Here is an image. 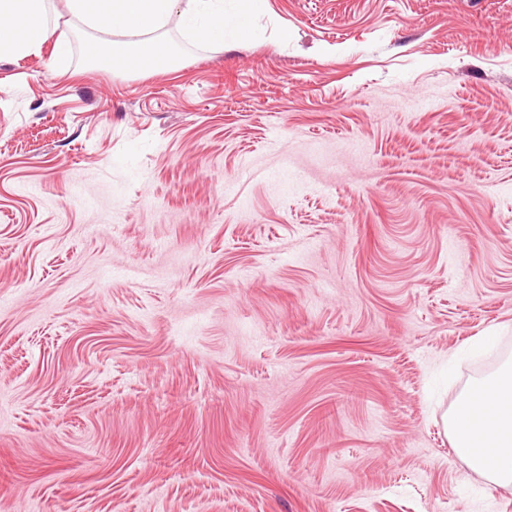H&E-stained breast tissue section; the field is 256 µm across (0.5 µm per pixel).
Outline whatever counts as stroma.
<instances>
[{"instance_id": "stroma-1", "label": "stroma", "mask_w": 512, "mask_h": 512, "mask_svg": "<svg viewBox=\"0 0 512 512\" xmlns=\"http://www.w3.org/2000/svg\"><path fill=\"white\" fill-rule=\"evenodd\" d=\"M50 11L0 61V512H512L448 429L512 364V0H264L152 74Z\"/></svg>"}]
</instances>
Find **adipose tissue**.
<instances>
[{"label": "adipose tissue", "mask_w": 512, "mask_h": 512, "mask_svg": "<svg viewBox=\"0 0 512 512\" xmlns=\"http://www.w3.org/2000/svg\"><path fill=\"white\" fill-rule=\"evenodd\" d=\"M83 25L105 29L117 39L93 45L89 56L120 71L166 72L176 60L162 34L177 20L183 35L217 47L249 34L260 0H67ZM57 23L49 0H0V60L40 54ZM449 427L456 451L499 485H512V368L476 382Z\"/></svg>", "instance_id": "1"}]
</instances>
